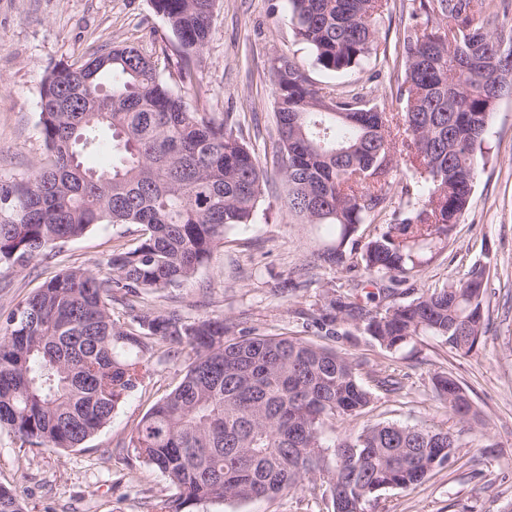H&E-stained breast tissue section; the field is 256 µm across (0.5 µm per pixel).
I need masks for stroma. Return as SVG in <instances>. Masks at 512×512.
I'll use <instances>...</instances> for the list:
<instances>
[{
	"instance_id": "obj_1",
	"label": "stroma",
	"mask_w": 512,
	"mask_h": 512,
	"mask_svg": "<svg viewBox=\"0 0 512 512\" xmlns=\"http://www.w3.org/2000/svg\"><path fill=\"white\" fill-rule=\"evenodd\" d=\"M410 0H387L379 25L389 67L334 74L317 66L294 36L286 6L273 0H219L212 33L195 71V83L178 77L183 49L152 0H0V181L23 184L50 156L40 133V84L56 65L77 63L98 47L122 43L157 61L174 93L190 108L210 113L255 152L267 172L255 223L226 231L224 242L183 287L152 293L154 312L172 310L188 320L224 317L239 335L286 334L334 347L360 361L361 376L394 373L398 392L376 391L354 429L383 421L456 427L438 400L432 376L451 373L486 421L465 432L452 466L409 490L370 498L364 512H507L512 507V98L499 100L485 135L486 161L469 207L447 242L417 277L400 288V301L483 270L488 305L485 347L465 356L436 336H421L389 353L360 336H331L312 316L327 295H346L355 272L329 268L317 254L336 240L328 224H306L290 212L286 183L277 172L278 141L271 60L295 57L322 91L367 90L381 110L399 112L402 46ZM135 224L102 226L66 243L21 273L0 269V320L43 282L69 267L98 269L116 239L135 238ZM188 354L155 361L152 379L132 392L111 421L84 447L21 448L0 430V485L14 490L23 512H152L171 495L168 479L145 466L128 440L140 418L181 380ZM321 494L303 488L245 502H209L197 512H327Z\"/></svg>"
}]
</instances>
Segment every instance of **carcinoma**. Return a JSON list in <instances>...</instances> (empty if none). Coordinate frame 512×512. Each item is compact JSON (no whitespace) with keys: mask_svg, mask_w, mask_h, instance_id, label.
I'll list each match as a JSON object with an SVG mask.
<instances>
[{"mask_svg":"<svg viewBox=\"0 0 512 512\" xmlns=\"http://www.w3.org/2000/svg\"><path fill=\"white\" fill-rule=\"evenodd\" d=\"M296 37L333 73L376 68L384 0H286ZM217 0H153L185 52L190 82L208 43ZM485 0H413L404 37L402 111L369 105L368 93L327 96L298 62L271 60L279 134L276 164L288 209L307 224L336 226V245L318 260L392 285L416 276L468 209L484 163L490 99L512 96V27L481 20ZM40 126L53 160L21 187L0 184V266L23 272L38 257L102 224H136L107 272L69 268L44 282L0 322V428L20 448L73 450L101 431L154 374L156 347L193 355L179 384L136 424L128 447L168 478L174 493L153 512H195L204 502H242L326 484L331 512H363L387 489H409L454 462L448 428L378 422L359 431L334 422L366 412L373 391L358 363L336 348L283 335L237 337L227 319L194 321L140 308L112 313L113 295L136 299L180 288L207 263L225 232L254 218L267 174L240 137L189 108L158 65L133 46L106 45L79 64H61L40 86ZM112 131L109 169L84 165ZM405 178L396 179L399 164ZM400 202L391 208V191ZM384 218L361 241L358 226ZM484 272L404 303L369 309L331 298L317 323L355 331L394 352L437 336L470 355L486 329ZM448 413L483 427L460 383L434 376ZM0 512H23L0 486Z\"/></svg>","mask_w":512,"mask_h":512,"instance_id":"1","label":"carcinoma"}]
</instances>
